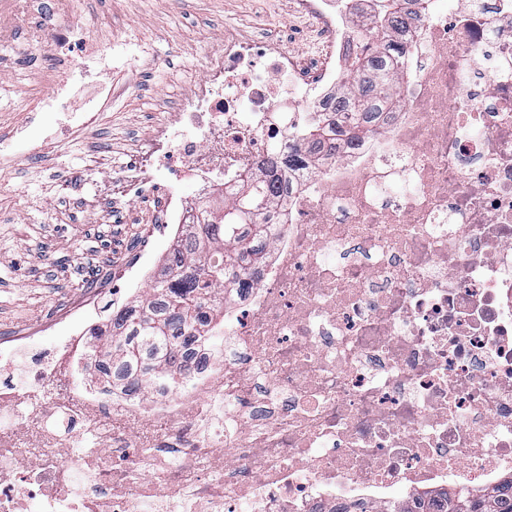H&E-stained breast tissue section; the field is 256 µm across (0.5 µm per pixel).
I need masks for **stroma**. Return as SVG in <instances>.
I'll list each match as a JSON object with an SVG mask.
<instances>
[{"mask_svg":"<svg viewBox=\"0 0 512 512\" xmlns=\"http://www.w3.org/2000/svg\"><path fill=\"white\" fill-rule=\"evenodd\" d=\"M84 17L94 18L97 34L127 39L133 62L103 75L112 102L100 130L62 136L43 154L21 144L0 165V337L44 329L21 355L0 349L5 390L21 384L22 364L51 358L59 339L50 326L61 310L101 291L79 312L98 326L108 310L140 301L139 289H124L121 272L138 260L157 265L174 239L157 227L165 196L172 189L191 196L195 187L167 172L125 196L112 184L203 79L225 33L276 41L305 70L322 55L317 21L299 0H65L57 15ZM38 22L0 0V132L48 87L54 61L32 40Z\"/></svg>","mask_w":512,"mask_h":512,"instance_id":"1","label":"stroma"}]
</instances>
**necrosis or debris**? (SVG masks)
Listing matches in <instances>:
<instances>
[{"label": "necrosis or debris", "instance_id": "4bbe7bcc", "mask_svg": "<svg viewBox=\"0 0 512 512\" xmlns=\"http://www.w3.org/2000/svg\"><path fill=\"white\" fill-rule=\"evenodd\" d=\"M300 3L318 67L228 34L130 180L170 168L196 199L230 190L326 113L363 20L356 0ZM405 36L400 106L353 150L304 151L256 283L228 291L240 356L147 401L79 391L64 372L85 334L62 316L50 363L0 393V512H386L512 477V0L429 6ZM38 38L59 62L37 104L59 117L47 150L96 126L99 70L131 57L79 21ZM196 199L170 194L162 223H193Z\"/></svg>", "mask_w": 512, "mask_h": 512}]
</instances>
